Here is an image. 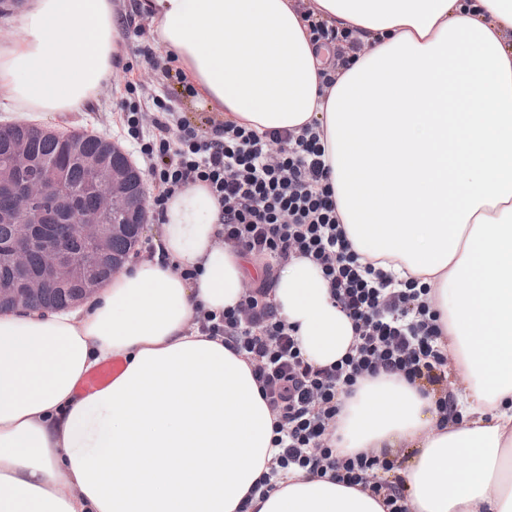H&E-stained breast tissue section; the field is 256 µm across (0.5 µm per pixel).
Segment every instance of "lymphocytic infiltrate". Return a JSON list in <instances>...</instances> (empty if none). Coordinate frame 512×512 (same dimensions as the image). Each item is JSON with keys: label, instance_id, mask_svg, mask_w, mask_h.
<instances>
[{"label": "lymphocytic infiltrate", "instance_id": "obj_1", "mask_svg": "<svg viewBox=\"0 0 512 512\" xmlns=\"http://www.w3.org/2000/svg\"><path fill=\"white\" fill-rule=\"evenodd\" d=\"M119 108L151 178L153 218L173 193L205 183L224 216L225 242L263 262V277L237 306L197 318L201 332L223 337L248 361L274 417L279 453L262 487L274 490V474L297 469L362 487L386 512H409L396 459L372 449L337 454L336 418L360 378L380 376L403 378L434 397L441 415L453 414L448 348L429 288L361 262L347 239L316 125L260 134L210 118L199 128L158 88L142 89L137 101H120ZM295 256L320 268L353 323L356 344L336 364L317 367L304 358L273 299V268Z\"/></svg>", "mask_w": 512, "mask_h": 512}]
</instances>
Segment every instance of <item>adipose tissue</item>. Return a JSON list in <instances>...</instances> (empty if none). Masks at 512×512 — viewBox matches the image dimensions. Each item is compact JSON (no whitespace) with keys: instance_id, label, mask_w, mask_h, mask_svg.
Wrapping results in <instances>:
<instances>
[{"instance_id":"1","label":"adipose tissue","mask_w":512,"mask_h":512,"mask_svg":"<svg viewBox=\"0 0 512 512\" xmlns=\"http://www.w3.org/2000/svg\"><path fill=\"white\" fill-rule=\"evenodd\" d=\"M156 47L206 103L259 131L318 122L354 250L431 290L462 390L460 421L399 377L344 398L336 451L411 443V512H512V0H138ZM365 46L336 82L305 14ZM0 45L20 115L80 111L124 32L112 0H29ZM203 184L174 193L154 239L70 313L0 312V512H239L277 453L251 367L203 335L199 310L243 294ZM194 270L185 278L184 270ZM273 295L316 366L353 325L320 269L294 257ZM123 357L105 388L94 366ZM249 512H384L369 492L302 471ZM123 367V359L120 356H115L93 367L79 384V394L85 395L108 386L121 374Z\"/></svg>"}]
</instances>
